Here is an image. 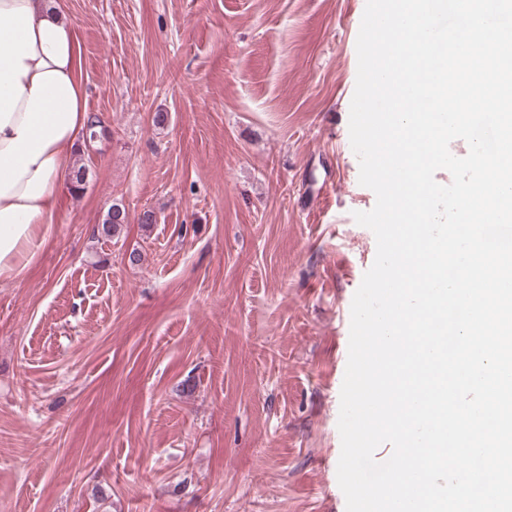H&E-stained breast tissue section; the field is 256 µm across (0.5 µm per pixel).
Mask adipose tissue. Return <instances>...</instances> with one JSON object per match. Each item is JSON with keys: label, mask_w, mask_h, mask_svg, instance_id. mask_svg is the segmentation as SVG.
Instances as JSON below:
<instances>
[{"label": "adipose tissue", "mask_w": 512, "mask_h": 512, "mask_svg": "<svg viewBox=\"0 0 512 512\" xmlns=\"http://www.w3.org/2000/svg\"><path fill=\"white\" fill-rule=\"evenodd\" d=\"M80 48L57 0H0V279L20 277L71 185L88 112Z\"/></svg>", "instance_id": "1"}]
</instances>
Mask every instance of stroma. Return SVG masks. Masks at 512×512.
Masks as SVG:
<instances>
[{
	"label": "stroma",
	"instance_id": "1",
	"mask_svg": "<svg viewBox=\"0 0 512 512\" xmlns=\"http://www.w3.org/2000/svg\"><path fill=\"white\" fill-rule=\"evenodd\" d=\"M59 3L107 134L0 282V512H346L366 0Z\"/></svg>",
	"mask_w": 512,
	"mask_h": 512
}]
</instances>
